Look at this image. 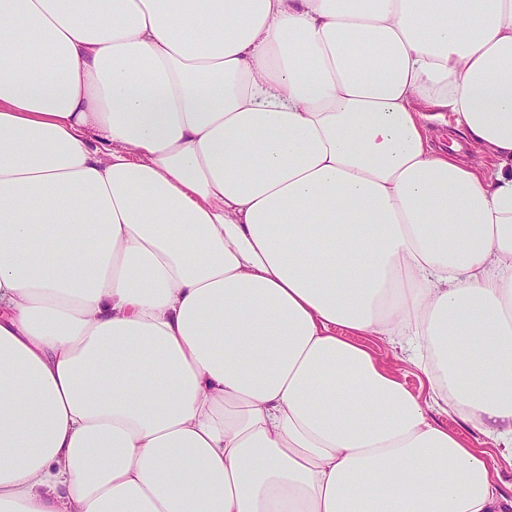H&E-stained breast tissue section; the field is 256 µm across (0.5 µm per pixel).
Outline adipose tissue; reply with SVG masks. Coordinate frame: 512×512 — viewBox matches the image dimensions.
<instances>
[{
	"mask_svg": "<svg viewBox=\"0 0 512 512\" xmlns=\"http://www.w3.org/2000/svg\"><path fill=\"white\" fill-rule=\"evenodd\" d=\"M501 455L512 0H0V512H512ZM377 349L380 350V352L383 353L386 357L391 360L394 368L399 372L401 380L406 382L407 386L414 390L419 391L420 389V380L423 379L421 373L410 363L399 361L392 357L391 355V349L390 345H388L384 341L376 340V343H374Z\"/></svg>",
	"mask_w": 512,
	"mask_h": 512,
	"instance_id": "1",
	"label": "adipose tissue"
}]
</instances>
